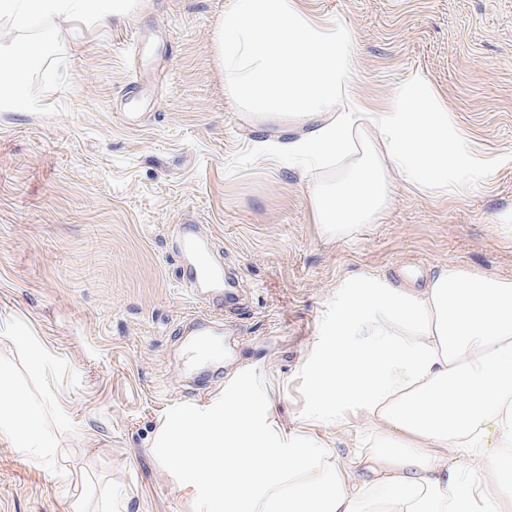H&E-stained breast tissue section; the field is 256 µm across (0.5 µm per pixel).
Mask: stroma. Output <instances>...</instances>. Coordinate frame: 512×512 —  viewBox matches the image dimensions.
<instances>
[{
  "instance_id": "1",
  "label": "stroma",
  "mask_w": 512,
  "mask_h": 512,
  "mask_svg": "<svg viewBox=\"0 0 512 512\" xmlns=\"http://www.w3.org/2000/svg\"><path fill=\"white\" fill-rule=\"evenodd\" d=\"M228 0H137L121 17L0 25L39 50L26 104L0 110V363L26 384L58 451L43 461L0 436V512H194L151 440L172 414L229 387L267 401L285 431L312 406L310 367L336 341L346 279L425 287L438 268L512 277V0H303L346 22L362 95L388 100L424 72L487 180L430 197L390 177L381 220L329 237L301 174L263 163L296 123L258 121L226 95L215 47ZM55 30L51 40L41 34ZM199 228L235 303L205 307L182 283ZM212 311L218 355L185 369L182 329ZM39 339L33 370L17 327Z\"/></svg>"
}]
</instances>
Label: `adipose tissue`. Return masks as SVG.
I'll use <instances>...</instances> for the list:
<instances>
[{"label":"adipose tissue","instance_id":"1","mask_svg":"<svg viewBox=\"0 0 512 512\" xmlns=\"http://www.w3.org/2000/svg\"><path fill=\"white\" fill-rule=\"evenodd\" d=\"M127 0H0L15 30L43 18L108 17ZM225 88L266 121L298 131L265 143L267 163L346 160L339 190L313 186L315 223L376 222L386 176L428 196L483 184L488 164L452 121L433 83L410 72L384 105L358 94L355 42L343 21L301 0H230L218 25ZM35 52L0 57V104L24 102ZM308 425L349 423L398 447L348 460L306 428L282 432L242 391L222 407L168 418L153 446L181 472L195 512H512V279L440 266L426 287L363 277L336 287V346L310 368ZM0 435L51 459L56 444L26 389L0 365Z\"/></svg>","mask_w":512,"mask_h":512}]
</instances>
